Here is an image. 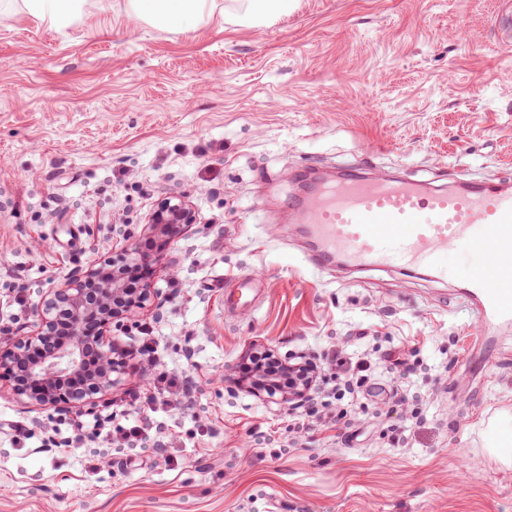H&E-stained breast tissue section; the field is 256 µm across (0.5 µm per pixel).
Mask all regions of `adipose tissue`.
<instances>
[{
    "instance_id": "obj_1",
    "label": "adipose tissue",
    "mask_w": 512,
    "mask_h": 512,
    "mask_svg": "<svg viewBox=\"0 0 512 512\" xmlns=\"http://www.w3.org/2000/svg\"><path fill=\"white\" fill-rule=\"evenodd\" d=\"M89 0H20L21 9L53 28H64L79 19ZM292 0H126L129 14L137 20L167 30H179L221 18L260 26L286 14Z\"/></svg>"
}]
</instances>
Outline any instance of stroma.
I'll return each instance as SVG.
<instances>
[{
	"mask_svg": "<svg viewBox=\"0 0 512 512\" xmlns=\"http://www.w3.org/2000/svg\"><path fill=\"white\" fill-rule=\"evenodd\" d=\"M508 0H296L262 27L168 31L125 0H91L60 32L0 12V334L33 303L141 234L158 203L196 220L156 269L164 298L113 328L139 359L77 447L74 422L0 392V512H512V329L478 333L448 277L318 269L291 223L293 174L360 163L432 180L438 166L512 183ZM260 274L261 306L228 318L230 280ZM309 354L302 407L237 385L250 353ZM370 355L363 395L336 396L334 355ZM168 401L133 446L158 374Z\"/></svg>",
	"mask_w": 512,
	"mask_h": 512,
	"instance_id": "35a3bbf8",
	"label": "stroma"
}]
</instances>
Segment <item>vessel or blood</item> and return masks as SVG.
I'll use <instances>...</instances> for the list:
<instances>
[{"label": "vessel or blood", "mask_w": 512, "mask_h": 512, "mask_svg": "<svg viewBox=\"0 0 512 512\" xmlns=\"http://www.w3.org/2000/svg\"><path fill=\"white\" fill-rule=\"evenodd\" d=\"M317 245L318 258L356 267L425 270L447 278L449 252L492 254L469 276L467 298L480 320L512 323V279L498 259L512 261V187L459 182L443 187L407 177L373 178L348 169L321 180L292 207ZM260 293L250 277L234 280L225 309L250 310Z\"/></svg>", "instance_id": "vessel-or-blood-1"}]
</instances>
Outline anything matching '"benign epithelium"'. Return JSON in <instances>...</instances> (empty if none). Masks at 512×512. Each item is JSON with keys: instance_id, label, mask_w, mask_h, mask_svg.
I'll return each instance as SVG.
<instances>
[{"instance_id": "benign-epithelium-1", "label": "benign epithelium", "mask_w": 512, "mask_h": 512, "mask_svg": "<svg viewBox=\"0 0 512 512\" xmlns=\"http://www.w3.org/2000/svg\"><path fill=\"white\" fill-rule=\"evenodd\" d=\"M193 222L184 201L167 200L153 214L143 233L152 248L136 241L120 253L67 274L45 299L33 305L34 330L22 337L0 336V387L25 397L35 407L79 418L96 412L102 397L112 393L119 376L135 364L107 342L112 326L138 316L146 303H162L151 277L174 242ZM140 276L139 288L127 287V275ZM300 380L284 391L282 401L299 404L309 396L315 372L309 361ZM247 392L261 395L271 382L257 373L240 377Z\"/></svg>"}]
</instances>
